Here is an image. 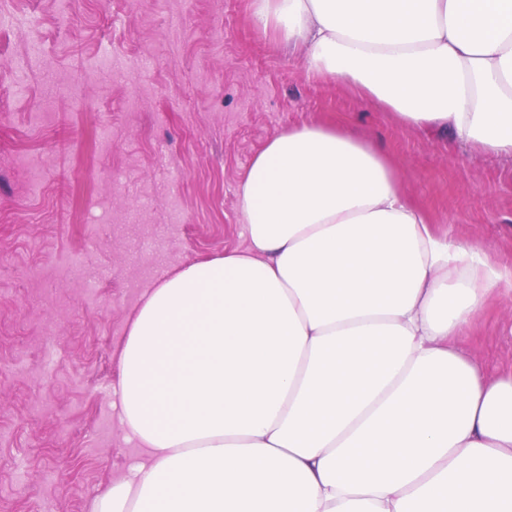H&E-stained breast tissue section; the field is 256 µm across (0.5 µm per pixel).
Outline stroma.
I'll list each match as a JSON object with an SVG mask.
<instances>
[{
	"mask_svg": "<svg viewBox=\"0 0 512 512\" xmlns=\"http://www.w3.org/2000/svg\"><path fill=\"white\" fill-rule=\"evenodd\" d=\"M7 2L48 52L21 94L0 65V512H91L128 474L140 450L114 392L142 293L246 247L239 187L289 127L372 141L441 231L512 264V158L309 76L250 0H74L69 31L53 0ZM103 57L117 74L97 72ZM455 346L486 376L512 369V294L493 292Z\"/></svg>",
	"mask_w": 512,
	"mask_h": 512,
	"instance_id": "stroma-1",
	"label": "stroma"
}]
</instances>
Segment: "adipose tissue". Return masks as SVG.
<instances>
[{
    "instance_id": "obj_1",
    "label": "adipose tissue",
    "mask_w": 512,
    "mask_h": 512,
    "mask_svg": "<svg viewBox=\"0 0 512 512\" xmlns=\"http://www.w3.org/2000/svg\"><path fill=\"white\" fill-rule=\"evenodd\" d=\"M321 79L512 157V0H252ZM249 246L147 288L121 351L141 453L93 512H512V371L452 345L512 267L448 238L391 155L275 135Z\"/></svg>"
}]
</instances>
